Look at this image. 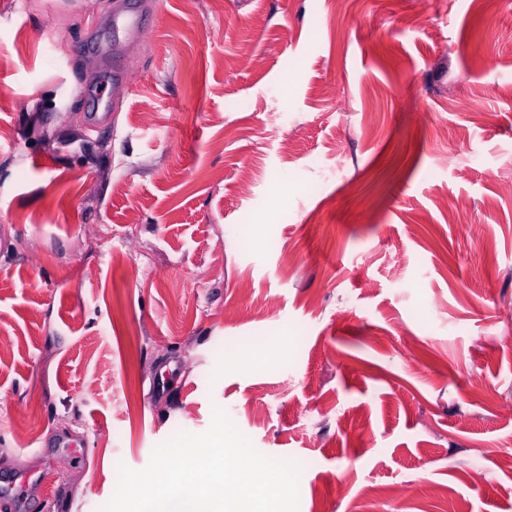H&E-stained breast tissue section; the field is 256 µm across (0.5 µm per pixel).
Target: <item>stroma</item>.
<instances>
[{
  "label": "stroma",
  "mask_w": 512,
  "mask_h": 512,
  "mask_svg": "<svg viewBox=\"0 0 512 512\" xmlns=\"http://www.w3.org/2000/svg\"><path fill=\"white\" fill-rule=\"evenodd\" d=\"M121 2L0 0V512L217 407L298 512H512V0Z\"/></svg>",
  "instance_id": "obj_1"
}]
</instances>
